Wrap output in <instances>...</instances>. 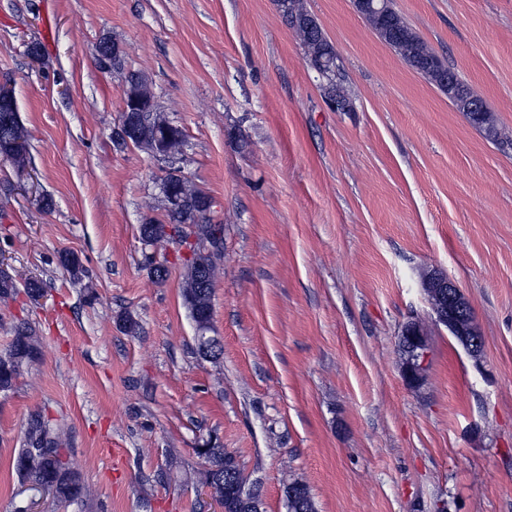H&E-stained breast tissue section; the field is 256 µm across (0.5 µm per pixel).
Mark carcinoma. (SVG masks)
Wrapping results in <instances>:
<instances>
[{
  "label": "carcinoma",
  "instance_id": "1",
  "mask_svg": "<svg viewBox=\"0 0 512 512\" xmlns=\"http://www.w3.org/2000/svg\"><path fill=\"white\" fill-rule=\"evenodd\" d=\"M275 2L283 21L298 38L307 63L322 73L325 80L323 92L327 102L332 104L347 100L341 87L340 72L336 71V50L324 35L317 19L304 8L301 0ZM361 15L386 44L393 48L401 47V58L428 77L441 91L447 93L448 99L458 111L467 116L472 125L483 131L488 139H500V133L483 100L477 97L459 79L456 72L406 24L394 10L392 0H382L380 10L367 9L361 12ZM125 82V96L146 103L154 100L148 80L143 74L130 71L125 77ZM25 134L27 131L20 121L13 119L8 125L1 114L0 154L9 151V143L13 137ZM184 141L185 134L180 127L172 126L161 113L154 112L148 124L140 127L134 146L152 152L162 145L169 156L175 157L181 153ZM164 181L166 190L181 201V208L167 205L164 218H147L140 225L141 237L154 244L167 242L169 238L165 236V225H173L176 234L179 235V224L183 223V218L193 216L197 219L198 241L209 239L213 228L209 217L212 208L211 197L174 171L169 172ZM192 252L195 257L186 260L185 264L183 298L192 316L207 318L212 315L213 288H197L196 274L202 268L207 271L210 283H215L218 273L217 261L222 251L206 253L196 245ZM61 264L72 278L81 279L84 269L77 256L65 253L61 256ZM40 354L35 332L29 326H19L7 358L0 360V390L11 389L21 367L36 361ZM17 459L27 461L25 467L17 465L15 469L24 470L21 477L32 485V489L48 492L64 503L76 502L88 495L87 486L66 454L64 432L51 425L39 412H33L28 416L23 433V448L19 450Z\"/></svg>",
  "mask_w": 512,
  "mask_h": 512
}]
</instances>
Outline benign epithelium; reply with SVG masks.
I'll list each match as a JSON object with an SVG mask.
<instances>
[{
	"label": "benign epithelium",
	"mask_w": 512,
	"mask_h": 512,
	"mask_svg": "<svg viewBox=\"0 0 512 512\" xmlns=\"http://www.w3.org/2000/svg\"><path fill=\"white\" fill-rule=\"evenodd\" d=\"M18 111L17 101L11 84L0 82V111ZM148 105L137 99L125 100L124 111L116 129V135L127 144H132L133 132L130 122L139 125L146 123L149 112ZM424 291L428 302L436 315V322L448 328L457 338L465 351L475 360L484 354V339L481 336L473 313L467 310L468 301L458 286L443 274L431 273L424 280ZM197 340L202 354L210 357L218 353L221 341L215 336H208L206 321L196 318ZM401 337L406 344L402 375L407 385L418 387L424 378L425 363L428 358V340L422 324L413 320L408 322ZM204 486L219 502L222 512H262V499L257 490L246 487V478L227 477L219 481L213 475L204 472Z\"/></svg>",
	"instance_id": "1"
}]
</instances>
